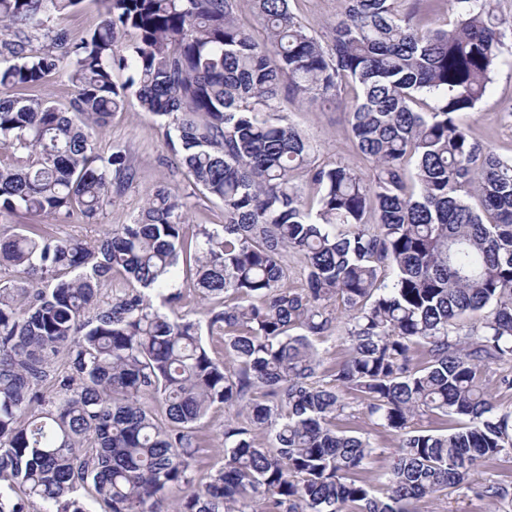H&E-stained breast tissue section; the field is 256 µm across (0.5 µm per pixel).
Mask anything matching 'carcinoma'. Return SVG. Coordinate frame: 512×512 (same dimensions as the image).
<instances>
[{
  "instance_id": "obj_1",
  "label": "carcinoma",
  "mask_w": 512,
  "mask_h": 512,
  "mask_svg": "<svg viewBox=\"0 0 512 512\" xmlns=\"http://www.w3.org/2000/svg\"><path fill=\"white\" fill-rule=\"evenodd\" d=\"M80 2L0 0V87L17 90L0 99V222L17 227L0 274L24 279L0 278V512H89L86 487L105 512H414L463 486L512 512V480L474 478L512 460V409L491 392L512 391V157L467 125L512 66V19L451 0L436 28L406 0H339L324 46L290 0H253L261 40L236 0H102L86 36L50 30ZM61 73L69 107L23 93ZM346 86L367 174L316 163L279 106L283 89L333 104ZM131 99L224 223L187 236L192 202L170 187L90 241L16 222L93 224L112 206L137 170L98 140ZM290 252L303 288L288 287ZM181 278L203 311L175 314ZM104 280L118 285L102 303ZM317 340L348 355L325 367ZM216 405L221 465L199 482ZM453 415L465 424L450 433L423 425ZM359 419L400 436L378 486ZM236 16L239 23L257 39L262 38V27L255 13L253 0H237Z\"/></svg>"
}]
</instances>
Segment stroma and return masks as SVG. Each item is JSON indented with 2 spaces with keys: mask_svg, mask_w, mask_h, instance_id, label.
I'll list each match as a JSON object with an SVG mask.
<instances>
[{
  "mask_svg": "<svg viewBox=\"0 0 512 512\" xmlns=\"http://www.w3.org/2000/svg\"><path fill=\"white\" fill-rule=\"evenodd\" d=\"M290 7L321 43H329L330 25L339 9L338 0H290ZM102 11L101 0H81L76 9L53 15L50 25L77 40L99 24ZM511 105L512 68L504 65L495 74L488 95L468 118L471 136L480 143L492 145L505 156H512V117L506 112ZM281 106L313 145L318 162H338L366 170V161L356 153L350 141L343 105L324 106L285 98ZM116 143L128 147L131 163L140 174L139 180L115 197L96 223L59 225V236L95 239L112 227L130 223L147 193L158 185L175 188L192 198L194 206L186 225L188 234H195L205 224L223 223L222 207L198 194L192 182L176 169L157 118L142 111L137 103H129L123 111L114 114L100 147L107 151Z\"/></svg>",
  "mask_w": 512,
  "mask_h": 512,
  "instance_id": "obj_1",
  "label": "stroma"
}]
</instances>
